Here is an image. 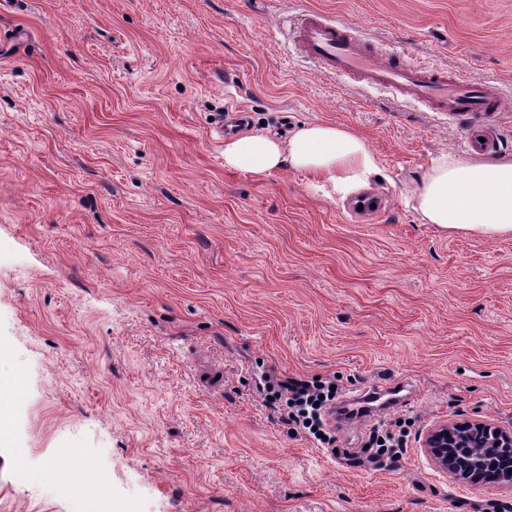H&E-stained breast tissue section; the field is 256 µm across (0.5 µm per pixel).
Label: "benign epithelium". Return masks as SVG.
<instances>
[{"mask_svg":"<svg viewBox=\"0 0 512 512\" xmlns=\"http://www.w3.org/2000/svg\"><path fill=\"white\" fill-rule=\"evenodd\" d=\"M422 447L441 470L461 482L477 483L481 480L476 472L478 461L462 449L512 448V428L484 420L439 422L425 431Z\"/></svg>","mask_w":512,"mask_h":512,"instance_id":"1","label":"benign epithelium"}]
</instances>
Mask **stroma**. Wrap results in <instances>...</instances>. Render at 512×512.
Returning <instances> with one entry per match:
<instances>
[{"mask_svg":"<svg viewBox=\"0 0 512 512\" xmlns=\"http://www.w3.org/2000/svg\"><path fill=\"white\" fill-rule=\"evenodd\" d=\"M314 10L512 92V0H0V512H512L421 446L442 421L512 426V237L450 236L412 195L444 153L512 157V111L402 106L317 72ZM333 122L379 159L344 194L224 168L215 131ZM382 199L380 214L350 206ZM416 386L397 458L371 423L335 448L264 403L271 373Z\"/></svg>","mask_w":512,"mask_h":512,"instance_id":"stroma-1","label":"stroma"}]
</instances>
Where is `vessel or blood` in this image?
Here are the masks:
<instances>
[{"label": "vessel or blood", "mask_w": 512, "mask_h": 512, "mask_svg": "<svg viewBox=\"0 0 512 512\" xmlns=\"http://www.w3.org/2000/svg\"><path fill=\"white\" fill-rule=\"evenodd\" d=\"M296 34L300 53L322 72L389 90L398 102L418 103L432 112L482 116L504 111L507 105L503 90L493 82L408 60L397 48L383 54L371 51L356 28L343 20L307 11L298 20ZM404 388V382L395 379L371 383L359 398L356 417L381 416L400 403Z\"/></svg>", "instance_id": "b4317fda"}]
</instances>
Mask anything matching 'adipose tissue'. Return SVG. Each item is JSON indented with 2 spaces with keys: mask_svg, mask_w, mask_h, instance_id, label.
Listing matches in <instances>:
<instances>
[{
  "mask_svg": "<svg viewBox=\"0 0 512 512\" xmlns=\"http://www.w3.org/2000/svg\"><path fill=\"white\" fill-rule=\"evenodd\" d=\"M224 167L256 177L289 168L344 191L374 175L378 160L368 141L354 130L319 122L302 125L285 139L261 131L226 139ZM413 199L423 222L448 235L512 237V157L442 155Z\"/></svg>",
  "mask_w": 512,
  "mask_h": 512,
  "instance_id": "obj_1",
  "label": "adipose tissue"
}]
</instances>
